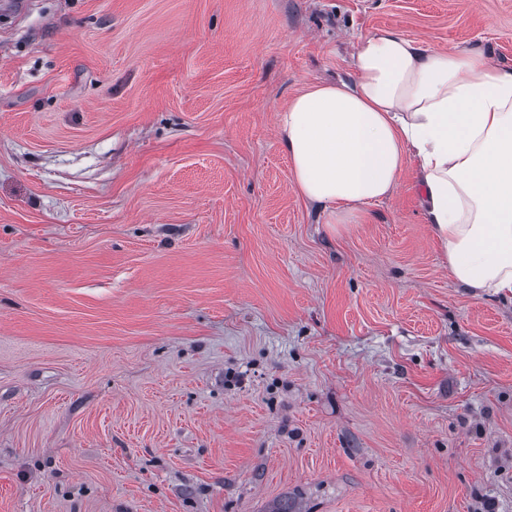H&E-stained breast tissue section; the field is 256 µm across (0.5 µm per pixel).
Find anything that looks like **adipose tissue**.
<instances>
[{
  "instance_id": "obj_1",
  "label": "adipose tissue",
  "mask_w": 512,
  "mask_h": 512,
  "mask_svg": "<svg viewBox=\"0 0 512 512\" xmlns=\"http://www.w3.org/2000/svg\"><path fill=\"white\" fill-rule=\"evenodd\" d=\"M354 77L294 95L278 115L300 195L332 216L389 198L407 163L455 283L512 293V69L393 29L360 37Z\"/></svg>"
}]
</instances>
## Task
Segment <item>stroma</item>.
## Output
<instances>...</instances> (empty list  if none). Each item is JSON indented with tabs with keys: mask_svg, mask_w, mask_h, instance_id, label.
I'll list each match as a JSON object with an SVG mask.
<instances>
[{
	"mask_svg": "<svg viewBox=\"0 0 512 512\" xmlns=\"http://www.w3.org/2000/svg\"><path fill=\"white\" fill-rule=\"evenodd\" d=\"M0 0V512H512V299L406 169L345 223L277 116L512 0Z\"/></svg>",
	"mask_w": 512,
	"mask_h": 512,
	"instance_id": "1",
	"label": "stroma"
}]
</instances>
